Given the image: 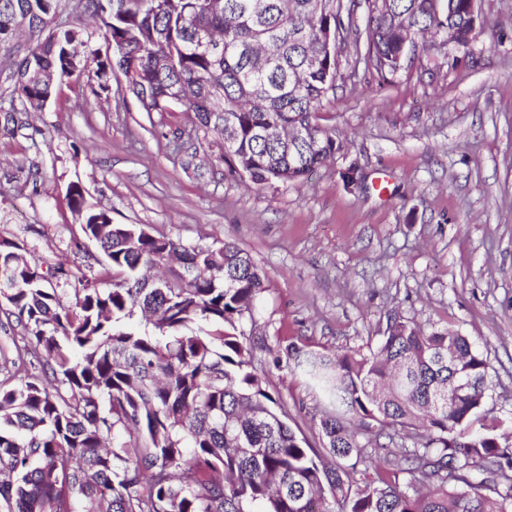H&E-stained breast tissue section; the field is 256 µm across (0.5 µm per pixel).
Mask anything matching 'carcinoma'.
Wrapping results in <instances>:
<instances>
[{"instance_id":"cac0c4a2","label":"carcinoma","mask_w":512,"mask_h":512,"mask_svg":"<svg viewBox=\"0 0 512 512\" xmlns=\"http://www.w3.org/2000/svg\"><path fill=\"white\" fill-rule=\"evenodd\" d=\"M250 2L75 0L104 29L101 50L60 0H0V49L30 40L7 75L9 111L43 109L53 73L82 78L80 46L101 91L119 73L146 112L178 103L221 135L232 123L230 170L286 184L339 149L317 122L338 55L353 47L385 80L409 70L410 43L445 60L481 26L471 0H263L261 16ZM68 201L110 287L79 267L41 271L0 239L13 345L0 349V512H512V447L473 430L488 380L468 337L394 317L365 353L267 349L323 404V449L341 461L328 467L257 374L242 321L266 285L250 255L113 224L79 190Z\"/></svg>"}]
</instances>
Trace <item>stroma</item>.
<instances>
[{
	"instance_id": "stroma-1",
	"label": "stroma",
	"mask_w": 512,
	"mask_h": 512,
	"mask_svg": "<svg viewBox=\"0 0 512 512\" xmlns=\"http://www.w3.org/2000/svg\"><path fill=\"white\" fill-rule=\"evenodd\" d=\"M468 67L424 62L388 80L342 62L321 125L335 156L304 178L253 185L222 136L183 106L145 112L123 77L58 83L44 111L0 131V236L40 263L87 266L71 184L107 210L186 243L230 239L266 277L246 332L271 346L366 350L397 315L459 332L488 362L481 424L512 441V0H480ZM297 435L321 410L300 381L258 362Z\"/></svg>"
}]
</instances>
